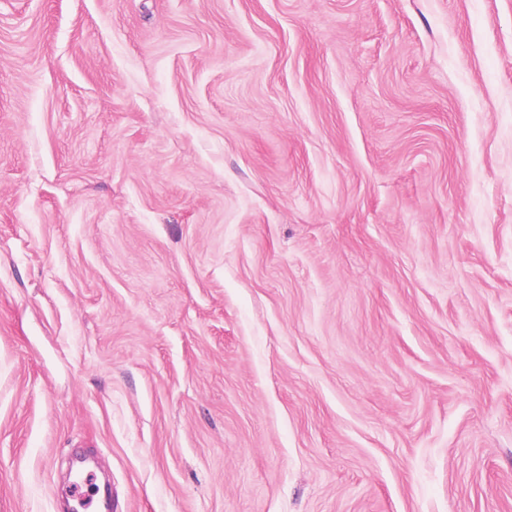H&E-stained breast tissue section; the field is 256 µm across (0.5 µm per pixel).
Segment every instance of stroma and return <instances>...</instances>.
Segmentation results:
<instances>
[{
	"mask_svg": "<svg viewBox=\"0 0 512 512\" xmlns=\"http://www.w3.org/2000/svg\"><path fill=\"white\" fill-rule=\"evenodd\" d=\"M512 512V0H0V512Z\"/></svg>",
	"mask_w": 512,
	"mask_h": 512,
	"instance_id": "35a3bbf8",
	"label": "stroma"
}]
</instances>
